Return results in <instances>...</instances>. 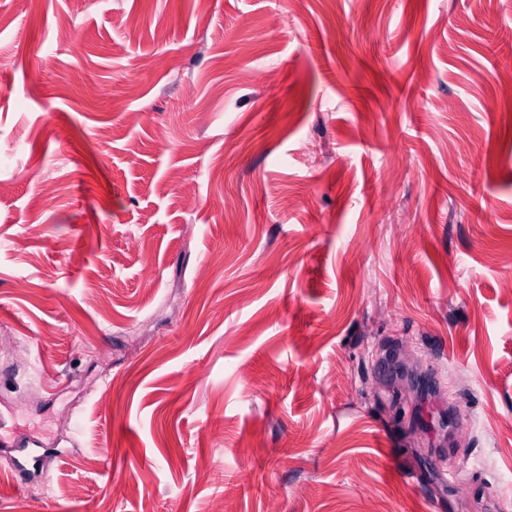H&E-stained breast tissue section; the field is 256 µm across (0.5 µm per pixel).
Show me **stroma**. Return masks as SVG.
<instances>
[{
    "label": "stroma",
    "mask_w": 512,
    "mask_h": 512,
    "mask_svg": "<svg viewBox=\"0 0 512 512\" xmlns=\"http://www.w3.org/2000/svg\"><path fill=\"white\" fill-rule=\"evenodd\" d=\"M0 54V512H512V0H0Z\"/></svg>",
    "instance_id": "35a3bbf8"
}]
</instances>
